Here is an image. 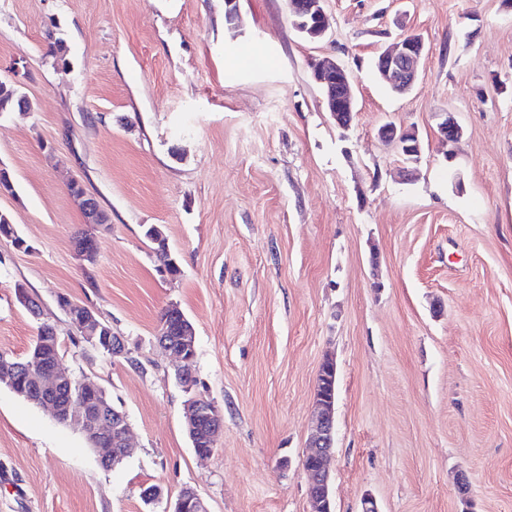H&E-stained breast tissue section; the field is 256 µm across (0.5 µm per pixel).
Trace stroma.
Listing matches in <instances>:
<instances>
[{
	"label": "stroma",
	"instance_id": "1",
	"mask_svg": "<svg viewBox=\"0 0 512 512\" xmlns=\"http://www.w3.org/2000/svg\"><path fill=\"white\" fill-rule=\"evenodd\" d=\"M324 4L311 41L288 0H0V80L33 103L0 114L15 186L0 212L25 241L0 239V353L24 357L53 325L62 367L106 391L135 447L104 469L1 384L0 512H166L187 486L209 512H309L302 459L328 354L334 512L367 494L380 512H512V0ZM405 33L425 52L398 95L374 63ZM324 57L355 78L349 127L313 78ZM388 120L418 130L417 163L379 138ZM74 178L111 222L92 266L75 251ZM63 296L128 356L72 341ZM173 303L196 332L185 365L155 341ZM192 393L223 420L205 459L184 429ZM150 485L163 497L148 504Z\"/></svg>",
	"mask_w": 512,
	"mask_h": 512
}]
</instances>
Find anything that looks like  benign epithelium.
Returning <instances> with one entry per match:
<instances>
[{
	"mask_svg": "<svg viewBox=\"0 0 512 512\" xmlns=\"http://www.w3.org/2000/svg\"><path fill=\"white\" fill-rule=\"evenodd\" d=\"M288 7L296 14L310 16L311 25L305 28L316 39L326 33L323 0H289ZM424 42L414 34L400 37L389 48L378 55L377 70L392 87L409 92L417 80V63L424 53ZM313 77L320 86L333 118L341 112H354L355 102L351 93L350 78L345 69L337 63H318L313 65ZM440 135L449 143L461 136V128L452 116L439 125ZM378 135L386 142L401 144L413 138L419 139L413 127L396 126L387 122L379 128ZM87 223H103L102 208L98 199L86 191L76 195ZM77 253L83 261H96L99 253V237L91 232L77 243ZM67 311L73 328L91 344H97L98 336L111 333L100 320L97 313L88 306L72 302ZM181 334V345L168 352L182 361L196 356L194 347L195 332L186 323L180 308L169 307L162 321L158 335L166 336L171 329ZM28 379L36 384L40 406L51 410L58 420L74 425L91 441L98 453L100 463L112 465L114 449L121 448L124 454L131 455L134 449L130 445V427L126 415L111 406L105 394L93 382H86L87 395L79 406L65 401L69 396L72 376L63 369L60 360L42 361L38 369L27 373ZM336 363L333 358L323 360L313 394L314 432L308 440L302 466L308 477V498L310 512H332L329 492V462L334 452L335 424L333 409L335 406ZM187 427L197 431L206 427L207 447L197 451V456L208 457L214 452V437L223 427L221 416L213 402L199 397L188 399L184 407ZM170 512H207L204 502L196 490L184 489L173 504Z\"/></svg>",
	"mask_w": 512,
	"mask_h": 512,
	"instance_id": "benign-epithelium-1",
	"label": "benign epithelium"
}]
</instances>
